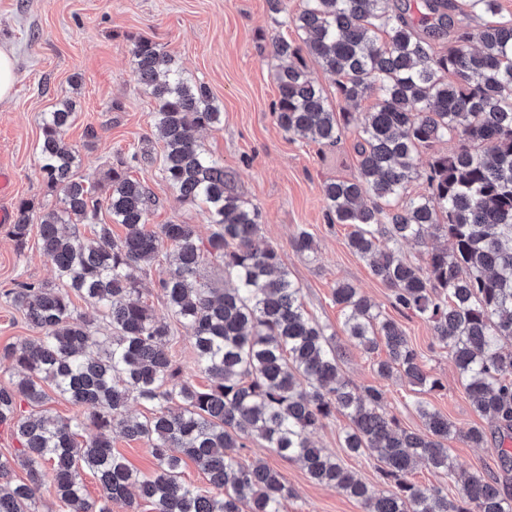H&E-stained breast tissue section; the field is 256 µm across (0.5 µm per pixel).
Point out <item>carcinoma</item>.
I'll use <instances>...</instances> for the list:
<instances>
[{
  "label": "carcinoma",
  "instance_id": "cac0c4a2",
  "mask_svg": "<svg viewBox=\"0 0 512 512\" xmlns=\"http://www.w3.org/2000/svg\"><path fill=\"white\" fill-rule=\"evenodd\" d=\"M412 2L301 0L290 14L287 0H267L298 36L272 43L273 111L285 133L334 147L354 120L341 103L358 105L376 94L355 130L357 175L322 186L326 218L351 226L348 244L388 288L392 308L431 325L475 412L494 426L507 468L512 350L501 341L512 339V16L456 26L449 12L496 16L498 0ZM131 55L136 81L155 101L163 152L118 158L105 198L78 175L76 151L64 141L73 105L42 118L40 176L62 208L41 220L39 244L57 283L21 282L4 292L41 336L0 353L14 369L0 382V425L10 426L20 444L14 456L0 455V512H39L34 504L48 478L65 512H112L124 499L130 512L143 505L150 512H283L292 491L282 475L242 461L253 440L355 498L364 512H512L507 482L488 473L458 477L447 448L452 434L486 445L485 428H460L421 399L415 406L424 429L410 431L385 410L382 387L345 378L343 352L307 316L278 251L256 246L258 207L232 188L224 165L198 142L200 130L224 123L209 86L186 76L149 39H135ZM308 57L336 77V101L308 77ZM451 140L458 141L454 151L434 150ZM155 165L180 199L205 213L207 241L193 224L148 227L156 199L131 171ZM417 180L428 193L407 195ZM103 208L112 223H95ZM29 224L23 200L10 227L20 249ZM79 224L91 225L92 244L81 240ZM114 224L123 236H112ZM441 237L450 246L431 248L421 263L402 252L407 243ZM381 238L391 247L379 248ZM292 247L314 254L312 234L299 229ZM161 254L170 270L158 289L190 337L196 366L209 380L203 388L181 378L168 348L173 328L143 297L146 267ZM208 258L224 266L222 289L203 281ZM75 296L98 307L105 327L77 314ZM333 299L356 347L368 355L385 347L386 358L375 363L379 378L401 374L426 394L442 387L400 322L348 282L338 283ZM48 387L77 412L18 411L20 401L43 405ZM132 398L155 413L130 417ZM338 411L347 419L342 447L376 453L386 489H373L312 441ZM114 431L148 443L152 472L134 469L112 448ZM186 458L220 493L183 480ZM419 462L446 484L431 489L410 481ZM17 467L25 479H13ZM87 470L99 481L97 500L85 494Z\"/></svg>",
  "mask_w": 512,
  "mask_h": 512
}]
</instances>
